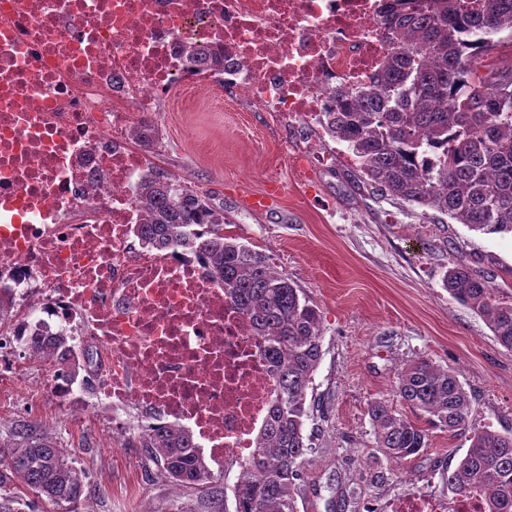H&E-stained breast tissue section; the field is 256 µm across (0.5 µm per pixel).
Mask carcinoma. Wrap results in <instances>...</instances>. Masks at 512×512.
Here are the masks:
<instances>
[{
	"label": "carcinoma",
	"mask_w": 512,
	"mask_h": 512,
	"mask_svg": "<svg viewBox=\"0 0 512 512\" xmlns=\"http://www.w3.org/2000/svg\"><path fill=\"white\" fill-rule=\"evenodd\" d=\"M385 33L395 32L369 84L331 89L332 109L322 113L328 137L351 151L353 177L372 194L426 207L485 234L512 233V63L487 58L512 48V0H437L429 12H382ZM188 64L224 72V56L205 48L187 51ZM147 202L146 241L152 249L192 248L207 258L208 275L252 322L262 352L274 364L277 394L240 464L233 486L234 512H297L294 489L309 445L304 424L307 394L324 355V325L317 305L269 262L268 256L224 235V208L169 171L149 167L139 184ZM449 296L484 318L495 341L512 350V295L491 279L454 263L443 276ZM18 310L0 291V329ZM28 356L53 360L58 373L74 377L71 344L64 335L35 333ZM398 397L434 427L469 442L448 472L453 496L481 492L483 512H512V431L469 424L472 397L456 371L427 358L404 365ZM377 447L393 459L429 446L426 430L381 401L371 404ZM157 474L196 497L177 512H225L223 491L190 432L176 424L133 436ZM88 497L86 471L36 419H15L0 436V512H75Z\"/></svg>",
	"instance_id": "obj_1"
}]
</instances>
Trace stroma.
I'll use <instances>...</instances> for the list:
<instances>
[{
    "label": "stroma",
    "instance_id": "stroma-1",
    "mask_svg": "<svg viewBox=\"0 0 512 512\" xmlns=\"http://www.w3.org/2000/svg\"><path fill=\"white\" fill-rule=\"evenodd\" d=\"M151 120L159 132L144 151L151 165L223 203L225 235L264 252L321 311L324 356L308 392L311 449L298 512H391L413 488L450 500L445 476L465 454V437L433 428L422 453L389 459L376 446L369 407L383 401L425 425L395 392L401 366L423 356L457 370L472 394L471 426L512 430V351L442 282L449 263L461 261L512 291V236L450 219L436 224L421 208L354 188L355 162L344 144L321 128L279 120L220 76L172 90ZM312 142L336 153V167L307 159ZM273 183L280 193L267 210L244 206ZM49 376L39 362L1 361L0 419L40 420L67 444L93 487L81 512H138L145 501L153 512H170L187 502L180 487L145 472L127 435L119 437L121 452H106L99 421L47 401L39 386ZM375 471L382 478L374 482Z\"/></svg>",
    "mask_w": 512,
    "mask_h": 512
}]
</instances>
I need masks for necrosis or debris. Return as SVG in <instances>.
<instances>
[{
    "label": "necrosis or debris",
    "instance_id": "1",
    "mask_svg": "<svg viewBox=\"0 0 512 512\" xmlns=\"http://www.w3.org/2000/svg\"><path fill=\"white\" fill-rule=\"evenodd\" d=\"M382 0H0V289L36 328L75 336L84 375H52L49 400L117 427L189 425L216 467L248 458L276 392L250 320L174 247L136 252L148 169L126 148L157 101L210 76L189 48L224 53V82L269 112L316 123L330 86L369 80L391 41ZM93 387L97 401L85 400ZM413 493L392 512H482Z\"/></svg>",
    "mask_w": 512,
    "mask_h": 512
}]
</instances>
